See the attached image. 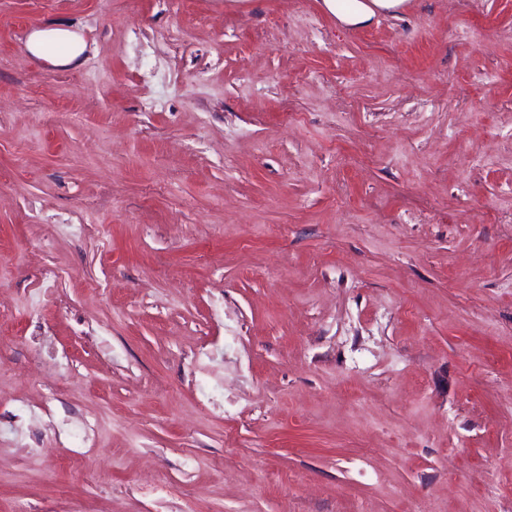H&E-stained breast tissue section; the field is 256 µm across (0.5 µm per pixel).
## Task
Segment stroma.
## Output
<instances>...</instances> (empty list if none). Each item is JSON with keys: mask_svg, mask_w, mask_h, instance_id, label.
Masks as SVG:
<instances>
[{"mask_svg": "<svg viewBox=\"0 0 512 512\" xmlns=\"http://www.w3.org/2000/svg\"><path fill=\"white\" fill-rule=\"evenodd\" d=\"M0 327V512H512V0H0ZM405 0H325L329 10L345 25L359 26L371 22L381 11L398 9ZM27 49L32 55L55 66L76 67L86 44L76 32L53 27L33 32L27 40Z\"/></svg>", "mask_w": 512, "mask_h": 512, "instance_id": "35a3bbf8", "label": "stroma"}]
</instances>
